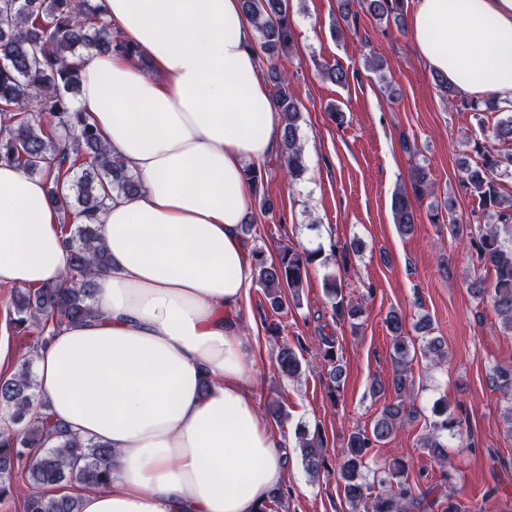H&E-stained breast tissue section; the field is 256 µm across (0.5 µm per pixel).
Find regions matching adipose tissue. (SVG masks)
<instances>
[{"instance_id":"obj_1","label":"adipose tissue","mask_w":512,"mask_h":512,"mask_svg":"<svg viewBox=\"0 0 512 512\" xmlns=\"http://www.w3.org/2000/svg\"><path fill=\"white\" fill-rule=\"evenodd\" d=\"M95 2L148 65L84 51L77 108L142 188L98 216L110 268L93 318L38 351L48 413L115 453L80 512H259L285 458L240 319L254 286L245 169L282 138L255 29L241 0ZM408 28L460 96L512 102V0H416ZM60 222L44 179L0 162V287L62 281Z\"/></svg>"}]
</instances>
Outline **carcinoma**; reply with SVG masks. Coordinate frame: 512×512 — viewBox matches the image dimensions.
Returning <instances> with one entry per match:
<instances>
[{
    "instance_id": "obj_1",
    "label": "carcinoma",
    "mask_w": 512,
    "mask_h": 512,
    "mask_svg": "<svg viewBox=\"0 0 512 512\" xmlns=\"http://www.w3.org/2000/svg\"><path fill=\"white\" fill-rule=\"evenodd\" d=\"M245 15L260 33V51L269 61L272 98L282 117L284 167L292 178L304 171L299 136L300 109L288 78L282 76L278 59L294 43L293 16L289 0H241ZM404 0H337V10L346 24L357 25L360 13L391 18L399 28L406 23ZM136 56L112 27L101 20L93 0H0V161L13 163L29 175L45 178L52 204L62 212L61 233L68 251L63 281L37 289L16 288L8 305L10 324L19 334H36V343L47 341L63 325L82 324L93 317L94 277L109 266L108 254L97 224L98 214L112 195H132L140 184L136 176L104 145L97 128L73 107L72 98L81 90L80 55L86 49ZM494 137L512 146V115L494 125ZM476 157L462 164L460 181L478 197L481 213L489 223L471 237L480 265L492 275L491 287L483 279L474 283L475 293L488 295L503 328L512 332V244L500 232L512 234V197L500 191L495 174L512 166V152L492 151L474 143ZM430 185L426 167L418 164L411 179V191L392 197L394 223L403 234L415 224L412 199L427 194ZM321 260L320 251L283 250L268 260L264 252L253 253L256 282L272 308L283 307V289L292 299L299 296L303 278ZM324 290L334 318L353 319L360 308L345 299L342 284L329 275ZM392 337L395 369L392 387L396 394L370 429L349 433L346 452L339 467L343 494L355 512H411L422 499L414 495L406 467L395 462L385 471L382 482L389 485L384 495H371L363 481L372 448L389 440L402 422L412 418L406 406L409 345L404 320L391 310L385 318ZM323 359L329 365V389L340 387L342 365L333 337L320 341ZM279 374L289 379L301 375L297 352L283 341L276 356ZM495 390L512 401V365H498L492 374ZM42 402L32 359L0 376V408L7 411L0 428V500L11 497L19 485L26 487L23 512H79L76 495L48 496L45 489L79 485L96 489L112 482V447L82 440L57 421L34 416ZM434 432L423 447L446 462L445 446L439 433L454 435L460 422L448 414V405H433ZM300 453L306 469L316 474L324 466L321 437L298 432Z\"/></svg>"
}]
</instances>
